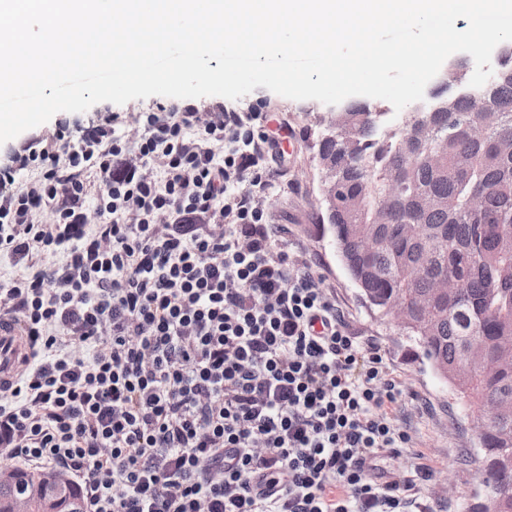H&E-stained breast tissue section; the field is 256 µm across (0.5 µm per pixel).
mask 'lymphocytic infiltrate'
<instances>
[{
	"label": "lymphocytic infiltrate",
	"instance_id": "f902f5d3",
	"mask_svg": "<svg viewBox=\"0 0 512 512\" xmlns=\"http://www.w3.org/2000/svg\"><path fill=\"white\" fill-rule=\"evenodd\" d=\"M288 132L186 101L14 147L0 315L34 362L0 395V455L67 475L85 512H433L430 471L380 464L412 438L379 346L256 204Z\"/></svg>",
	"mask_w": 512,
	"mask_h": 512
}]
</instances>
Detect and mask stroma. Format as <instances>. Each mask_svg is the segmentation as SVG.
Here are the masks:
<instances>
[{
  "mask_svg": "<svg viewBox=\"0 0 512 512\" xmlns=\"http://www.w3.org/2000/svg\"><path fill=\"white\" fill-rule=\"evenodd\" d=\"M239 103L266 113L268 128L285 122L295 132L294 141L284 148L283 162L276 167L272 188L259 198V205L271 223L286 225L289 252L313 258L315 275L344 311L351 335L381 346L388 367L401 381L404 403L397 408L396 419L411 436L412 445L389 460L388 468L400 479L429 470L432 479L422 494L436 512H465L466 504L482 491L473 413L457 391L440 379L419 346L391 318L379 317L365 304L319 219L315 200L321 173L313 145L327 105L288 99L263 87Z\"/></svg>",
  "mask_w": 512,
  "mask_h": 512,
  "instance_id": "stroma-1",
  "label": "stroma"
}]
</instances>
